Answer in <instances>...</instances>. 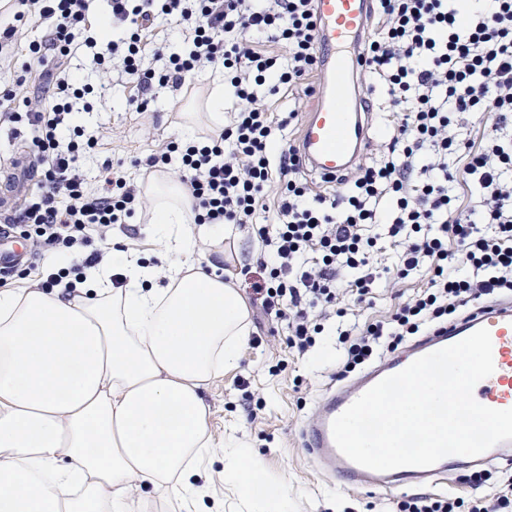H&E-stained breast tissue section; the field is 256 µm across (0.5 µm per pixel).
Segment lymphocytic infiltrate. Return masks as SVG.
Segmentation results:
<instances>
[{
  "label": "lymphocytic infiltrate",
  "instance_id": "f902f5d3",
  "mask_svg": "<svg viewBox=\"0 0 512 512\" xmlns=\"http://www.w3.org/2000/svg\"><path fill=\"white\" fill-rule=\"evenodd\" d=\"M23 11L0 30V47L21 39L36 17L54 22L47 41L30 42L27 55L91 53L99 66L121 56L130 81L178 88L210 67L223 70L240 108L216 135L168 142L141 159L146 172L165 171L179 160L180 182L199 224H255L275 189L277 221L255 224L266 274L254 295L263 311L286 322L287 345L306 353L324 322L345 316L347 294L365 299L380 280L393 283L427 271L426 288L399 303L383 322L340 331L344 379L411 337L448 323L487 297L512 292V0H378L373 31L361 47L363 74L385 91V111L396 120L378 141L372 164L354 168L332 193H312L295 147L276 142L285 119L268 112L257 89L297 85L316 70L313 0H112L113 17L127 22L125 37L99 43L87 20L86 0H20ZM183 25L187 47L153 56L162 70L142 66L146 32L158 17ZM284 46L280 64L274 46ZM50 108L0 85V118L26 123L44 164L39 188L19 209L0 213V233L19 235L27 271L51 288L98 261L92 238L106 239L144 201L121 168L105 165L98 192L85 188L81 156L97 140L83 137L68 119L74 101L90 94L59 78ZM492 112L496 124L481 145L463 138L458 117ZM465 164L452 171L448 160ZM472 183L479 208L458 210L450 194L455 179ZM382 225L371 233L372 225ZM399 249L394 265L373 256ZM490 470L472 471L477 494L413 496L397 512H512V472L501 473L493 493L481 489Z\"/></svg>",
  "mask_w": 512,
  "mask_h": 512
}]
</instances>
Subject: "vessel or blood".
Returning <instances> with one entry per match:
<instances>
[{
    "instance_id": "obj_1",
    "label": "vessel or blood",
    "mask_w": 512,
    "mask_h": 512,
    "mask_svg": "<svg viewBox=\"0 0 512 512\" xmlns=\"http://www.w3.org/2000/svg\"><path fill=\"white\" fill-rule=\"evenodd\" d=\"M374 0H315L319 75L315 101L301 127L296 149L302 168L334 178L349 172L368 148L360 86L341 82L344 73L361 70L359 50L369 32ZM488 329L494 372L476 384L475 399L495 409L512 408V298L483 303L448 326L435 329L407 348L405 362L455 344L478 329ZM403 361V362H404ZM401 364V363H400ZM400 364L383 359L341 388L323 394L303 428V444L313 462L349 486L391 488L445 478L452 466H405L379 472L351 461L336 447L331 424L381 379L398 373Z\"/></svg>"
}]
</instances>
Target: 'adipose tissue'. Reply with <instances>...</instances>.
I'll return each mask as SVG.
<instances>
[{"instance_id":"adipose-tissue-1","label":"adipose tissue","mask_w":512,"mask_h":512,"mask_svg":"<svg viewBox=\"0 0 512 512\" xmlns=\"http://www.w3.org/2000/svg\"><path fill=\"white\" fill-rule=\"evenodd\" d=\"M143 193L159 264L110 249L75 290H0V512H140L147 487L196 512L215 455L201 389L237 362L250 314L219 263L231 226L196 225L169 176ZM204 242L217 247L205 271ZM236 456L241 493L288 512L287 486Z\"/></svg>"}]
</instances>
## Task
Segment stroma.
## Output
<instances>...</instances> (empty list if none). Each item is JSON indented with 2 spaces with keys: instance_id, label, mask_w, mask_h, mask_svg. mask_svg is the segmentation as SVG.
I'll return each mask as SVG.
<instances>
[{
  "instance_id": "stroma-1",
  "label": "stroma",
  "mask_w": 512,
  "mask_h": 512,
  "mask_svg": "<svg viewBox=\"0 0 512 512\" xmlns=\"http://www.w3.org/2000/svg\"><path fill=\"white\" fill-rule=\"evenodd\" d=\"M71 75L93 88L90 104L81 123L86 133L98 139L96 147L81 159L88 192H96L104 160L122 164L130 184H146L142 169L133 162L158 150L168 138L179 136L184 114L201 103L204 90L198 79L182 89L153 85L141 90L136 84L102 74L91 57L79 55L33 66L20 96H41L50 75ZM149 97V111H136L133 102ZM41 161L30 144L24 125L0 123V195L10 197L11 206L22 204L27 193L38 186ZM236 238L222 242L229 260L224 275L235 279L244 297H251L252 285L263 273L257 260L261 244L251 225L237 228ZM427 285L422 274H413L392 285L379 283L371 298L356 306L360 321L385 320L398 303ZM253 339L241 350L235 367L207 384L202 394L209 407V426L215 443L236 437L248 444L262 460L268 476L288 484L290 512H395L398 501L413 495L453 494L472 497L467 473L457 470L434 485H411L390 491L352 488L326 478L302 444V429L316 409L325 390L335 385L341 357L337 320L324 325L315 346L306 354L288 348L285 323L251 305Z\"/></svg>"
}]
</instances>
